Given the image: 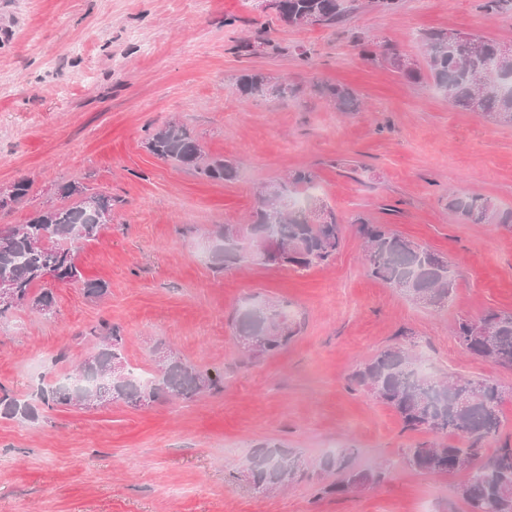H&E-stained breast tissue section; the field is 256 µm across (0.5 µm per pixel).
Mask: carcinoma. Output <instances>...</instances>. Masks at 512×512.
<instances>
[{
	"instance_id": "1",
	"label": "carcinoma",
	"mask_w": 512,
	"mask_h": 512,
	"mask_svg": "<svg viewBox=\"0 0 512 512\" xmlns=\"http://www.w3.org/2000/svg\"><path fill=\"white\" fill-rule=\"evenodd\" d=\"M356 2L276 0L274 12L292 27L306 28V20L314 17L316 26L334 28L357 11ZM423 42L428 77L439 92L457 106L481 112L495 122L512 123V56L499 58V44L463 33L450 42L446 31L426 32ZM386 61L408 80L422 79L418 69L401 62V56L394 54ZM235 86L241 95L255 99H286L299 92V88L261 72L241 74ZM314 89L340 110L358 108L354 90L346 85L324 82L314 84ZM147 148L156 157L172 161L201 179L230 181L236 177V164L207 156L182 124H169L151 133ZM314 178L312 171L296 169L266 186L249 223L220 226L211 233L214 241L207 257L209 265L222 272L247 262L300 269L332 262L342 245L336 212L309 196L303 208L294 205L297 198L305 196ZM28 191V182L14 183L0 193V209L20 201ZM59 193L60 204L39 211L24 224L0 228V288L13 294L12 300L0 302V316L24 305L52 313L55 296L47 288L49 275L58 283H82L89 297L107 294L104 283L82 279L68 244L74 242L73 232L78 226L84 232L82 239L98 236L101 227L112 221V198L76 182L61 185ZM448 208L471 224L493 218L502 224L512 223V211L497 213L487 199L478 195L454 196ZM357 232L364 241V261L372 277L415 302L445 306L456 282L448 262L386 224H372L361 218ZM268 234L286 245L274 259L258 246ZM38 285L41 291L36 294L34 288ZM232 328L242 344L248 345V358L257 361L286 347L300 333L301 322L289 319L285 305L261 302L238 311ZM89 335L101 341L103 347L85 358L66 380L39 389V399L47 408L90 405L94 390L82 387L90 377L106 383L113 401L161 397L187 400L204 390L223 389V381L174 356L163 361L150 383L143 384L126 367L124 336L118 327L102 322ZM454 336L465 351L496 366L512 368V312L489 310L477 320L460 319L455 323ZM421 361L422 357L402 346H390L361 363L352 373L350 384L392 408L405 431L437 437L466 436L469 445L465 448L452 443L418 442L405 449V464L414 472L429 475L466 470L469 476L457 486L456 495L470 505L471 512H512V444L506 440L495 454L484 453V444L500 436L504 392L487 379L423 376L418 370ZM0 406L6 417L35 418V407L9 395L5 388L0 390ZM319 466L336 475L335 481L319 486V498H339L382 477L378 467L356 466L353 453L347 449L322 456ZM247 472L257 490L286 486L304 476L298 457L269 441L257 446Z\"/></svg>"
}]
</instances>
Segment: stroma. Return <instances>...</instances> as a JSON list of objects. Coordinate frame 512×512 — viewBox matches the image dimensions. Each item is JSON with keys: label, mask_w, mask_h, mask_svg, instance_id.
<instances>
[{"label": "stroma", "mask_w": 512, "mask_h": 512, "mask_svg": "<svg viewBox=\"0 0 512 512\" xmlns=\"http://www.w3.org/2000/svg\"><path fill=\"white\" fill-rule=\"evenodd\" d=\"M483 0L366 4L346 33L296 28L257 0H0V189L30 185L0 210V227L58 203L57 187L82 177L111 195L112 221L72 248L102 299L58 284L52 314L32 307L0 319V385L28 399L92 354L85 331L106 321L125 338L130 366L156 372L158 347L224 378L193 400L89 408L38 406L23 422L0 415V512H470L454 488L466 473L433 477L403 464L425 441L396 413L349 388L364 360L402 343L431 358L436 376L487 378L511 393L502 438L512 440V370L464 353L451 328L486 310L512 312V223L466 224L449 194H480L512 210V124L456 106L407 81L391 53L425 67L421 35L467 32L512 47V16ZM238 17L236 27L225 26ZM242 39L269 49L236 53ZM313 52L304 66L300 50ZM260 71L292 84L352 88L343 112L307 92L285 100L241 96L235 79ZM178 122L211 156L238 164L230 181H207L146 147ZM308 168L311 196L335 210L343 244L327 266L244 263L214 272L195 257L218 224H243L268 182ZM390 225L452 263L445 307L414 303L368 273L357 218ZM285 301L303 329L286 348L241 362L230 326L253 301ZM298 455L299 483L276 493L246 480L256 445ZM352 448L381 465L379 483L317 498L324 454Z\"/></svg>", "instance_id": "35a3bbf8"}]
</instances>
